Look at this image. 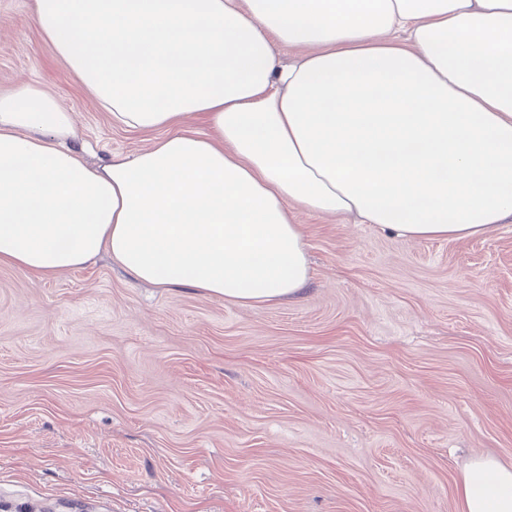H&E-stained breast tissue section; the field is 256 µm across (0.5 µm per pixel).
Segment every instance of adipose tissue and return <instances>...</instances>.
<instances>
[{
  "label": "adipose tissue",
  "mask_w": 512,
  "mask_h": 512,
  "mask_svg": "<svg viewBox=\"0 0 512 512\" xmlns=\"http://www.w3.org/2000/svg\"><path fill=\"white\" fill-rule=\"evenodd\" d=\"M31 19L113 123L158 137L93 166L53 95L0 94V264L105 253L264 305L308 282L300 212L425 239L512 223V0H33ZM457 495L512 512V468L476 459Z\"/></svg>",
  "instance_id": "ef3b65f1"
}]
</instances>
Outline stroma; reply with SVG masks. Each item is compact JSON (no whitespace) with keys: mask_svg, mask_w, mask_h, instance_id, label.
Segmentation results:
<instances>
[{"mask_svg":"<svg viewBox=\"0 0 512 512\" xmlns=\"http://www.w3.org/2000/svg\"><path fill=\"white\" fill-rule=\"evenodd\" d=\"M0 0V91L114 126ZM301 297L247 305L135 282L108 255L55 277L0 265V512H459L475 458L512 467V223L417 239L300 216Z\"/></svg>","mask_w":512,"mask_h":512,"instance_id":"stroma-1","label":"stroma"}]
</instances>
